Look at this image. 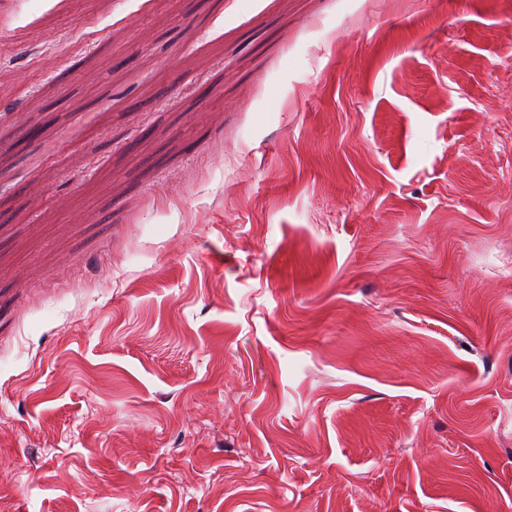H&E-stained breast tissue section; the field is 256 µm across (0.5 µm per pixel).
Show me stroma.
Returning <instances> with one entry per match:
<instances>
[{"label":"stroma","mask_w":512,"mask_h":512,"mask_svg":"<svg viewBox=\"0 0 512 512\" xmlns=\"http://www.w3.org/2000/svg\"><path fill=\"white\" fill-rule=\"evenodd\" d=\"M0 512H512V0H16Z\"/></svg>","instance_id":"1"}]
</instances>
